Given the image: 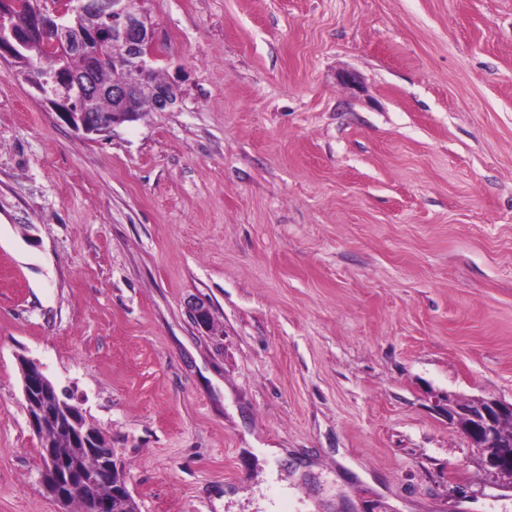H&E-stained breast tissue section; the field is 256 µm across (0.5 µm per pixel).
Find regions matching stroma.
Returning <instances> with one entry per match:
<instances>
[{
  "mask_svg": "<svg viewBox=\"0 0 512 512\" xmlns=\"http://www.w3.org/2000/svg\"><path fill=\"white\" fill-rule=\"evenodd\" d=\"M143 7L113 136L0 64V512L61 509L23 357L139 512H512L448 419L512 403V0Z\"/></svg>",
  "mask_w": 512,
  "mask_h": 512,
  "instance_id": "1",
  "label": "stroma"
}]
</instances>
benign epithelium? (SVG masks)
Wrapping results in <instances>:
<instances>
[{
	"label": "benign epithelium",
	"mask_w": 512,
	"mask_h": 512,
	"mask_svg": "<svg viewBox=\"0 0 512 512\" xmlns=\"http://www.w3.org/2000/svg\"><path fill=\"white\" fill-rule=\"evenodd\" d=\"M88 12L98 15L100 23L80 28ZM42 49L65 60L78 49L85 53L88 69L82 75L60 68L49 80L31 76L33 87L43 96L58 119L85 135L111 133L133 121L139 105L149 100L157 112H171L180 96L175 82L144 81L153 69L158 54L155 24L146 12L133 7V0H10L9 9L0 12V61L11 64L32 40ZM112 44L125 46V55L109 52ZM123 65L143 80L121 84L110 90L115 109L109 119L101 120L83 106V100L98 92L92 73L100 68ZM22 396L27 405V421L41 443V478L56 501L64 506L79 504L80 512H135L125 476L114 448L94 430L85 426L79 404L58 390L41 366L20 359ZM448 419L478 449L484 466L512 488V403L494 398L448 401ZM67 437L77 453L64 457L56 441ZM84 455L97 459L96 472L79 467ZM116 480L109 494L98 486Z\"/></svg>",
	"instance_id": "7a95c632"
}]
</instances>
